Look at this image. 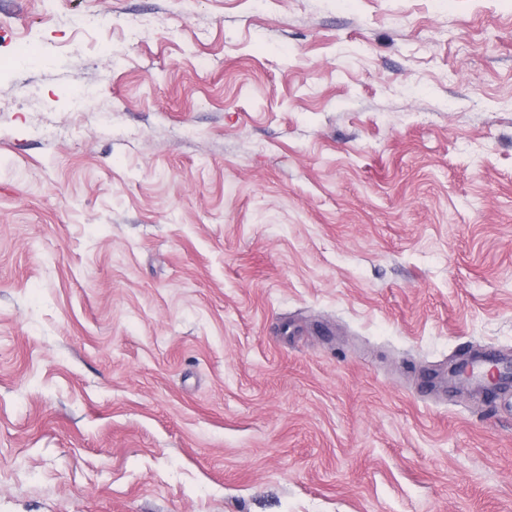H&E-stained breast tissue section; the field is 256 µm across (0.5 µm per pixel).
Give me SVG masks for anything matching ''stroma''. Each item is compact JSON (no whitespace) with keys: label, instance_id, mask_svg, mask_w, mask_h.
I'll return each mask as SVG.
<instances>
[{"label":"stroma","instance_id":"stroma-1","mask_svg":"<svg viewBox=\"0 0 512 512\" xmlns=\"http://www.w3.org/2000/svg\"><path fill=\"white\" fill-rule=\"evenodd\" d=\"M512 0H0V512H512ZM488 364H490V368L483 369L481 373L476 372L474 366L470 367L462 364H454L449 368L448 374L459 383H465L479 377L481 380L484 379L487 389L491 390L496 385L499 370L494 362Z\"/></svg>","mask_w":512,"mask_h":512}]
</instances>
